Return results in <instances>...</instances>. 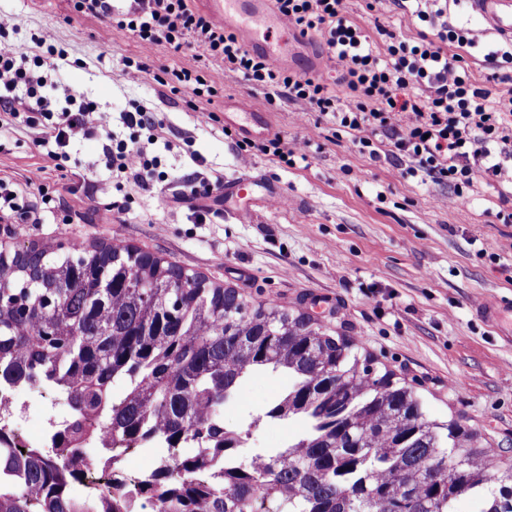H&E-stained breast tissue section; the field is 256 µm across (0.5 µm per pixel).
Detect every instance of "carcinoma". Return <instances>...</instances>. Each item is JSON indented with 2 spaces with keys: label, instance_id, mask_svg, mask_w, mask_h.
Segmentation results:
<instances>
[{
  "label": "carcinoma",
  "instance_id": "cac0c4a2",
  "mask_svg": "<svg viewBox=\"0 0 512 512\" xmlns=\"http://www.w3.org/2000/svg\"><path fill=\"white\" fill-rule=\"evenodd\" d=\"M0 252V387L36 383L71 407L48 448L0 429V512H89L74 497L98 473L94 512H512V464L456 421L426 416L351 337L273 301L251 302L132 246ZM288 389L251 421L297 420L304 433L249 453L224 406L250 375ZM167 449L151 478L118 480L102 428ZM96 445L83 464L80 448ZM456 459L453 476L441 464Z\"/></svg>",
  "mask_w": 512,
  "mask_h": 512
}]
</instances>
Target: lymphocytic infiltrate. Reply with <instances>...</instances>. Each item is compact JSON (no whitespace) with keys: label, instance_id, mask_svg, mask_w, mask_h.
Here are the masks:
<instances>
[{"label":"lymphocytic infiltrate","instance_id":"obj_1","mask_svg":"<svg viewBox=\"0 0 512 512\" xmlns=\"http://www.w3.org/2000/svg\"><path fill=\"white\" fill-rule=\"evenodd\" d=\"M72 3L78 14L107 20L110 37L130 34L175 50L193 43L252 86L331 117L369 157H378L377 140L385 138L389 155L409 161V173L448 184L454 203H468L481 182L512 185V44L488 53L484 72L475 75V41L449 20L439 0H392L402 21L418 25L413 38L382 25L369 34L348 18L347 0H274L279 15L323 43L336 70L331 81L272 67L192 0ZM54 42L44 30L35 45L0 49V131L19 121L40 131L43 142L56 146L54 160L71 139L98 133L116 190L130 182L149 190L164 181L161 162L149 150L164 126L157 112L144 104L123 111L129 135H114L107 113L63 85L47 65L44 55L54 52Z\"/></svg>","mask_w":512,"mask_h":512}]
</instances>
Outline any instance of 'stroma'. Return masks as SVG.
Here are the masks:
<instances>
[{"label": "stroma", "instance_id": "obj_1", "mask_svg": "<svg viewBox=\"0 0 512 512\" xmlns=\"http://www.w3.org/2000/svg\"><path fill=\"white\" fill-rule=\"evenodd\" d=\"M0 14L8 21L0 48L53 30L67 54L66 82L111 119L135 103L153 107L164 128L152 152L169 174L152 190L129 183L119 192L95 173L100 138L73 140L67 160L58 163L37 131L20 126L2 133L0 177L21 184L40 171L41 187L28 201L44 206L46 221L0 223V251L73 241L129 244L253 301L317 307L324 324L359 340L376 369H390L411 386L430 419L459 421L512 463V339L471 312L476 300L512 298V224L495 217L502 205L497 187L479 185L469 203H451L447 185L410 177L392 159L371 160L308 105L269 103V90L247 84L191 45L176 51L130 35L105 40V21L77 15L70 0H0ZM128 58L146 67L138 81L124 74ZM165 66L205 74L216 96L172 94L156 80ZM241 99L300 161L289 166L259 152L239 159L242 134L226 130L222 117ZM203 111L215 113L216 122L200 124ZM199 172L223 182L257 177L281 187L288 202L254 204L244 220L224 215L193 223L184 196ZM114 201L123 211L103 222ZM287 386L276 373L253 375L226 407L225 425L249 429L253 450L287 443L299 424L250 423ZM24 402L13 425L28 437L68 409L47 392Z\"/></svg>", "mask_w": 512, "mask_h": 512}]
</instances>
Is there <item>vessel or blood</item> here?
<instances>
[{
	"label": "vessel or blood",
	"mask_w": 512,
	"mask_h": 512,
	"mask_svg": "<svg viewBox=\"0 0 512 512\" xmlns=\"http://www.w3.org/2000/svg\"><path fill=\"white\" fill-rule=\"evenodd\" d=\"M266 0H210L211 5L231 20L243 44L252 51L287 66L300 52L305 38L299 30L281 16L270 14ZM471 11L479 18L486 32L512 41V0H468ZM280 191L268 188L258 180L242 177L224 186V209L234 217L249 213L251 202L269 204L282 201ZM474 315L496 329L512 327V300H492L478 303Z\"/></svg>",
	"instance_id": "b4317fda"
}]
</instances>
